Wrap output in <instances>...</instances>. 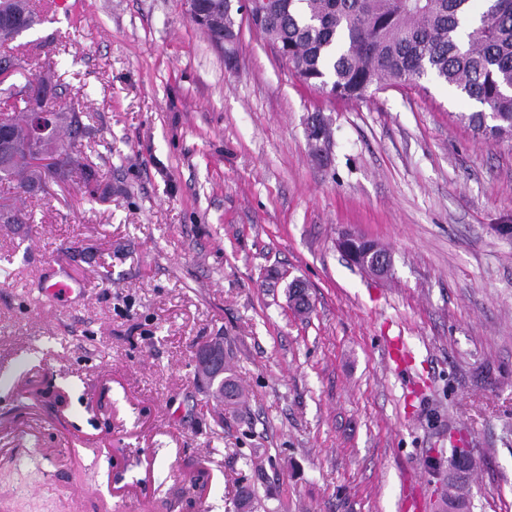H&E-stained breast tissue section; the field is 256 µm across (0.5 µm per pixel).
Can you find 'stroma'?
<instances>
[{"label": "stroma", "instance_id": "1", "mask_svg": "<svg viewBox=\"0 0 512 512\" xmlns=\"http://www.w3.org/2000/svg\"><path fill=\"white\" fill-rule=\"evenodd\" d=\"M69 4L16 43L72 72L99 188L0 187L34 216L0 223V512H437L456 446L471 512H512V142L434 83L334 99L247 27L226 55L183 0ZM59 272L84 291L55 313ZM213 336L246 409L196 374ZM359 240L361 238L354 235L343 234L337 241V248L352 264L358 266L362 272L378 278L385 277L391 265L389 252H386L379 246L363 252H355L354 244Z\"/></svg>", "mask_w": 512, "mask_h": 512}]
</instances>
